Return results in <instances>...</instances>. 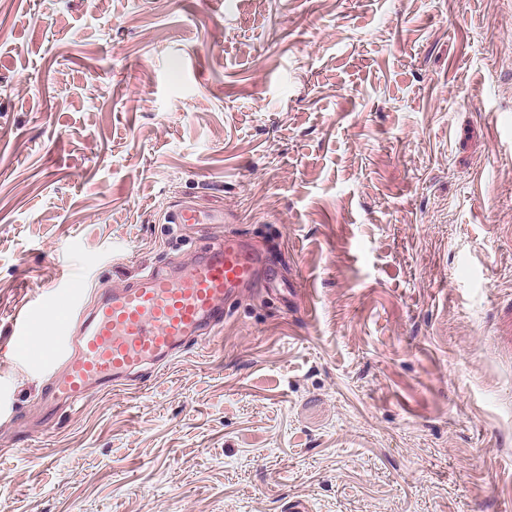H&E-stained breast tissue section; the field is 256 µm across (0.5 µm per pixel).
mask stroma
<instances>
[{"mask_svg": "<svg viewBox=\"0 0 512 512\" xmlns=\"http://www.w3.org/2000/svg\"><path fill=\"white\" fill-rule=\"evenodd\" d=\"M182 201L298 298L41 433L0 351L6 512H512V0H0V342Z\"/></svg>", "mask_w": 512, "mask_h": 512, "instance_id": "1", "label": "stroma"}]
</instances>
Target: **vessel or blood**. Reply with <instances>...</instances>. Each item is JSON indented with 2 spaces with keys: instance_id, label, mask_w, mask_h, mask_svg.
<instances>
[{
  "instance_id": "vessel-or-blood-1",
  "label": "vessel or blood",
  "mask_w": 512,
  "mask_h": 512,
  "mask_svg": "<svg viewBox=\"0 0 512 512\" xmlns=\"http://www.w3.org/2000/svg\"><path fill=\"white\" fill-rule=\"evenodd\" d=\"M170 219L192 229L219 221L192 204ZM258 284L286 303L296 295L264 253L238 235L219 236L189 265L155 268L99 295L87 311L86 280H69L61 294L13 313L7 347L35 353L40 373L53 376L46 401L73 408L100 394L141 390L147 372L170 368L188 344L220 332L231 303Z\"/></svg>"
}]
</instances>
